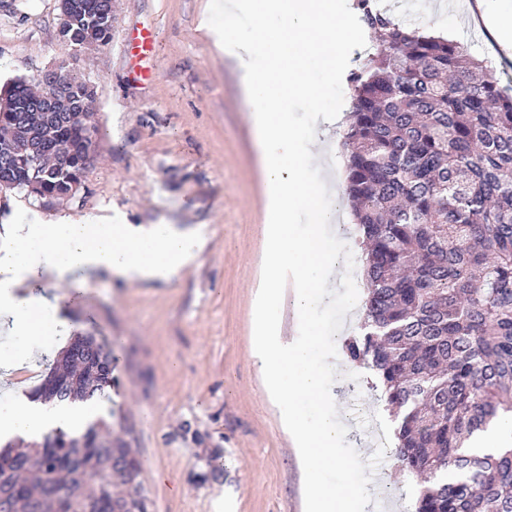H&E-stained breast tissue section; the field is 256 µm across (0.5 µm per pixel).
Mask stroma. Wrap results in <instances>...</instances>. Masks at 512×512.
<instances>
[{
	"label": "stroma",
	"mask_w": 512,
	"mask_h": 512,
	"mask_svg": "<svg viewBox=\"0 0 512 512\" xmlns=\"http://www.w3.org/2000/svg\"><path fill=\"white\" fill-rule=\"evenodd\" d=\"M399 22L438 30L475 56L489 55L483 34L463 13L426 0H380ZM210 0H118L112 38L84 53L64 46L58 0H0V85L63 61L97 89L96 160L74 198L40 203L12 190L0 194V249L14 224L60 214L113 223L168 224L205 239L193 265L168 281L126 283L106 276L72 299L45 284L57 301L49 322L67 336L21 364L25 380L0 376V414L39 385L68 335L91 333L113 351V385L95 406L114 414L142 463L147 512H305L298 452L269 401L251 356L253 311L262 271L267 191L254 150L241 72L218 57L200 23ZM155 33L154 74L139 77L133 47L141 29ZM335 235L354 258L366 295L364 246L346 191L333 193ZM354 308L336 336L334 387L345 437L369 460L391 418L375 376L342 347L357 334ZM364 512H414L417 486L393 449L384 450Z\"/></svg>",
	"instance_id": "obj_1"
}]
</instances>
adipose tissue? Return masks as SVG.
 Returning a JSON list of instances; mask_svg holds the SVG:
<instances>
[{
    "label": "adipose tissue",
    "instance_id": "obj_1",
    "mask_svg": "<svg viewBox=\"0 0 512 512\" xmlns=\"http://www.w3.org/2000/svg\"><path fill=\"white\" fill-rule=\"evenodd\" d=\"M201 246L195 234L166 225L88 224L66 217L29 224L15 245L0 253V307L11 318V335L38 345L47 339V329L34 317L30 301L17 297L16 288L47 273L65 282L78 271L129 282L166 281L189 265ZM89 413L77 404L25 401L0 417V436L37 439L56 428L78 431Z\"/></svg>",
    "mask_w": 512,
    "mask_h": 512
}]
</instances>
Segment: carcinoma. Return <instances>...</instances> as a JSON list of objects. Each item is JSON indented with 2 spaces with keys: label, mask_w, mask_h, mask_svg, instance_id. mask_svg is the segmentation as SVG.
<instances>
[{
  "label": "carcinoma",
  "mask_w": 512,
  "mask_h": 512,
  "mask_svg": "<svg viewBox=\"0 0 512 512\" xmlns=\"http://www.w3.org/2000/svg\"><path fill=\"white\" fill-rule=\"evenodd\" d=\"M63 43L84 51L112 36L116 0H77ZM374 51L347 76L344 133L347 185L365 247L367 285L361 333L347 356L374 371L398 419L395 455L422 479L415 512H512V446L474 453L471 440L512 415V91L493 62L456 42L404 26L372 0H356ZM70 108L42 123L46 86L18 77L0 87L27 108L41 139L34 161L28 137L0 123L4 151L21 165L15 189L39 181L63 199L91 166L82 145L81 112L96 95L90 81L67 72ZM73 148L63 159L58 147ZM74 336L33 397L63 404L93 402L112 387L106 374L58 398L52 380L85 373L97 351ZM101 419L55 444H7L0 461L11 473L0 512H122L145 496L136 450L121 435L101 436ZM67 484L72 506L52 486Z\"/></svg>",
  "instance_id": "obj_1"
}]
</instances>
